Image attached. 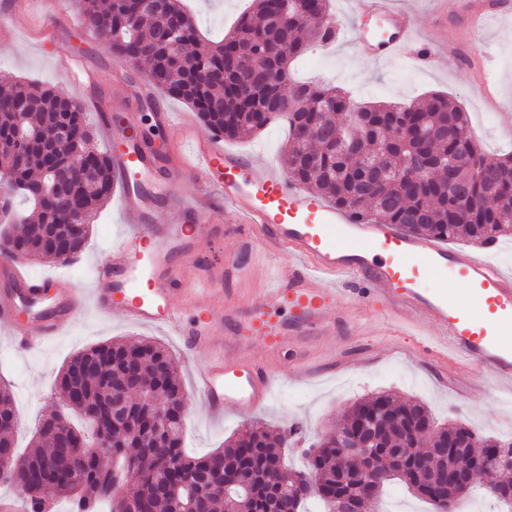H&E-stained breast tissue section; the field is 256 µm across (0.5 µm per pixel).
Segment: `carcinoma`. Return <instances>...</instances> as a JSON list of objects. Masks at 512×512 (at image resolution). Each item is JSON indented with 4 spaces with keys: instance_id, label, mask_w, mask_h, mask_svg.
<instances>
[{
    "instance_id": "carcinoma-1",
    "label": "carcinoma",
    "mask_w": 512,
    "mask_h": 512,
    "mask_svg": "<svg viewBox=\"0 0 512 512\" xmlns=\"http://www.w3.org/2000/svg\"><path fill=\"white\" fill-rule=\"evenodd\" d=\"M154 9L140 11L128 0H77L81 14L99 35L105 49L129 59L151 76V85L180 99L198 113L204 126L226 140L256 132L270 123H288L283 155L287 174L336 206L356 210L376 223L396 224L414 236L442 241L465 239L483 245L512 233V154L496 159L506 179L492 186L477 178L470 161L480 152L470 133L468 115L433 93L423 102L375 103L349 111L347 97L327 84H295L288 63L307 43L336 38L330 0H305L297 11L287 0H253L254 12L243 13L234 30L217 42L204 43L183 0H149ZM169 16H185L183 47L175 51L163 38ZM10 80L0 92V142L20 136L29 154L47 155L57 164L93 168L81 187L63 189L50 164L21 165L9 150L0 151V174L12 177V204L25 206L17 234L0 238V250L22 253L24 260L67 262V252L81 253L91 232L68 223L72 208L90 217L110 198L117 185L112 153L92 145L84 112L72 110L64 96L48 84ZM23 106L18 118L13 102ZM385 173L381 192L366 180L367 166ZM467 186L461 199L448 179ZM55 396L83 421L99 423L101 439L74 427L56 412L36 423L33 450L22 453L11 487L23 496L25 512H52L44 494L71 502V512H99L102 502L114 512V473L133 463L136 493L126 512H169L181 499L186 512H277L285 491L295 488L304 473L294 475L276 448L288 434L252 429L203 456L183 451L185 419L178 416L184 395L175 360L164 346L147 339L113 340L84 349L62 368ZM15 403L0 385V451L15 453ZM433 428L431 441L421 436ZM353 428L374 449L343 479L346 449L331 436L319 439L307 470L316 474L326 494H315L326 508L336 499L354 498L367 484L373 494L357 501L358 512H373L389 480L419 488L437 483L446 469L447 451L473 459L491 451L512 453V441L485 438L466 426L434 428L428 409L416 401L387 394L354 403L342 415L336 432ZM112 460L105 467L101 456ZM238 466L242 483L229 486L223 463Z\"/></svg>"
}]
</instances>
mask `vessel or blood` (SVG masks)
<instances>
[{
  "label": "vessel or blood",
  "mask_w": 512,
  "mask_h": 512,
  "mask_svg": "<svg viewBox=\"0 0 512 512\" xmlns=\"http://www.w3.org/2000/svg\"><path fill=\"white\" fill-rule=\"evenodd\" d=\"M353 9L361 20L388 25L386 37L359 42L358 52L386 61L412 42L409 10L390 0H353ZM492 9L489 0H467L466 33L482 32ZM9 16L20 30L50 24L52 0H20ZM99 120L123 141L113 162L124 179L121 216L131 229L103 251L105 285L92 290L61 287L0 256V330L14 333L19 349L63 335L86 308L101 316L120 311L127 322L165 330L184 350L206 355L196 385L207 417L220 420L226 410L250 412L269 399L270 358L287 355L292 370L309 378L319 357L335 359L337 345L374 320L387 335L410 338L457 390L474 371L495 388L512 387V271L495 260L496 241L474 253L373 223L306 192L256 155L196 135L187 115L178 121L168 111L156 115L172 132L161 157L131 140V128L111 115ZM165 156L173 167H162ZM185 176L198 184L189 198L178 190ZM154 200L163 204L165 222H151ZM221 215L226 224H217ZM228 226L235 249L208 259L205 241L223 238ZM249 249L271 264L287 258L288 270L240 307L225 298L224 279ZM429 274L441 287L421 286ZM257 343L263 354L253 353Z\"/></svg>",
  "instance_id": "obj_1"
}]
</instances>
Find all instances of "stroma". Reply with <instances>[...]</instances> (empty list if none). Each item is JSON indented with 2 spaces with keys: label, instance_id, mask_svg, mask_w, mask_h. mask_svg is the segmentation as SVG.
I'll return each instance as SVG.
<instances>
[{
  "label": "stroma",
  "instance_id": "obj_1",
  "mask_svg": "<svg viewBox=\"0 0 512 512\" xmlns=\"http://www.w3.org/2000/svg\"><path fill=\"white\" fill-rule=\"evenodd\" d=\"M437 0H395L396 6L409 9L416 18L415 42L400 56L389 61L368 59L355 50L356 39L375 30V23H365L352 12L348 0H330L338 32L334 42L311 47L294 64L298 81L321 80L348 90L354 104L369 102L411 103L434 92L447 94L461 105L472 122V135L478 147L488 154L512 151V126L501 121V112L484 97L467 60L449 68L443 58L423 62L419 52L443 42V33L433 22ZM248 0H193L203 32L212 39L227 34ZM506 14L489 20L486 30L469 46L470 52L489 53V65L497 74L496 95L512 103V0H499ZM112 52L82 31L66 33L60 40L40 45L35 36L0 24V69L13 76L44 82L61 94L75 98L90 125L93 144L108 146L100 123V113H123L144 131L168 138L165 129H154L149 113L131 100L139 79L134 64L117 69ZM288 127L271 124L251 137L234 141L233 146L279 163L286 146ZM120 195L112 193L92 222L85 249L68 262H37L36 272L60 278L64 283H79L90 288L104 284L98 276L100 253L128 226L120 219ZM241 278L230 279L232 297L247 303L255 300L269 282V270L258 255L245 260ZM370 343L380 354L378 361L352 369L323 373L312 381L293 375L287 358L275 362L277 382L266 403L257 411L241 415L225 412L222 420H210L199 409L193 384L194 372L203 367L206 357L196 353L191 360L180 357L181 346L162 330L126 322L120 312L101 316L87 311L68 327L64 335L41 348L17 350L9 335L0 333V381L13 391L18 417L16 440L27 447L34 425L56 408L52 395L54 380L65 362L90 346L115 339L152 338L179 355L180 377L187 400L184 444L188 453L202 455L221 447L224 441L251 425L285 428L299 422L302 435L291 441L283 453L288 466L303 469L304 453L338 421L339 414L353 403L378 393L410 399L426 405L437 425L462 424L475 427L482 435L512 438V391L496 390L475 381L474 391L466 399L457 398L442 388L425 362H410L388 355L389 337L377 325H369Z\"/></svg>",
  "mask_w": 512,
  "mask_h": 512
}]
</instances>
